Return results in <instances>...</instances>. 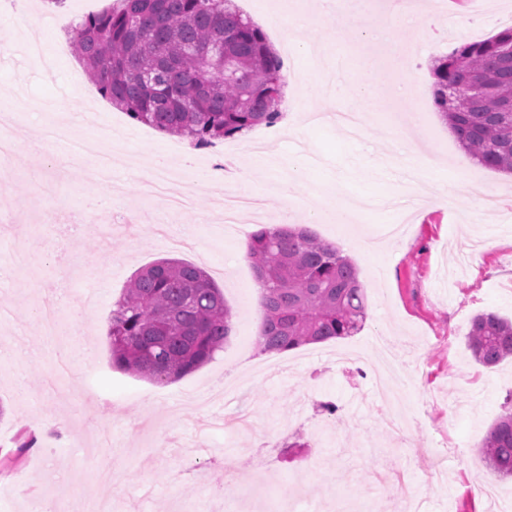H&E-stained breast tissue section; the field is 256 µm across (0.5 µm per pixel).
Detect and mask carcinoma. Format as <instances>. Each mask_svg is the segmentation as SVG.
Returning a JSON list of instances; mask_svg holds the SVG:
<instances>
[{
	"instance_id": "1",
	"label": "carcinoma",
	"mask_w": 512,
	"mask_h": 512,
	"mask_svg": "<svg viewBox=\"0 0 512 512\" xmlns=\"http://www.w3.org/2000/svg\"><path fill=\"white\" fill-rule=\"evenodd\" d=\"M72 49L112 105L137 122L199 145L281 117L284 77L263 31L234 0H115L74 29ZM235 68L225 77L221 62ZM438 110L480 165L512 173V27L464 41L433 65ZM248 258L262 291V351L284 352L351 336L366 319L355 265L306 227L262 228ZM232 314L200 267L160 259L139 270L115 303L108 328L112 365L174 381L224 348ZM475 361L512 357V320L475 316L467 334ZM486 466L512 478V405L480 448Z\"/></svg>"
}]
</instances>
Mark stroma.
Listing matches in <instances>:
<instances>
[{"mask_svg": "<svg viewBox=\"0 0 512 512\" xmlns=\"http://www.w3.org/2000/svg\"><path fill=\"white\" fill-rule=\"evenodd\" d=\"M420 0L401 18L394 0H367L356 29L386 28V45L404 58L388 74L398 92V121L381 122L376 98L358 88L374 86L376 72L349 69L342 77L355 91L334 98L323 93L315 53L388 58L384 45L337 37L332 26L296 31L293 39L307 68L291 83L285 113L355 112L359 133L334 123L293 130L279 121L274 138L258 126L224 140L232 175L229 187L262 201L259 216L225 235L213 209V193L196 195L191 208L172 212L163 199L146 196L143 185L154 157L167 156L174 183L205 156L187 138L155 131L131 120L108 101L89 112L95 85L73 86L71 71L83 65L73 51L56 55L53 71L25 58L22 30L40 39L56 31L60 14L84 11V0L64 8L45 0H18L0 13V127L9 129L24 166L0 160V199L11 216L0 222V457L13 451L17 432L31 427L36 445L0 472V512H93L101 494L111 512H248L247 490L238 474L258 471L255 450L267 435L287 441L300 434L302 447L279 450L271 465L280 490L303 474L304 501L322 512H393L383 478L407 471L425 499L426 512H490L479 488L487 477L479 454L483 438L512 394V360L486 369L467 346L471 321L481 312L512 316V178L482 167L450 136L432 97L431 67L448 54V18L459 39H486L512 19V0H447L435 10ZM458 39V40H459ZM60 121L77 127L84 150L76 165L58 169L49 159L27 157L28 134ZM111 125L137 168L116 169L121 195L113 209L129 223L88 224L66 253L57 247V226L87 207L92 195L106 196L108 184L87 183L83 172L99 141L95 129ZM303 178L288 196L279 187L289 165ZM416 165L428 189H442L448 204L420 209L410 224L401 211L381 207L355 213L350 223L334 217L310 223L308 208L322 185L340 200L392 199L404 187L401 170ZM247 171L249 180L237 179ZM498 198L484 208L479 189ZM109 196V195H108ZM402 224L398 237L385 229ZM276 224L309 226L325 241L343 240V255L358 269L367 297V317L354 335L280 352L260 351L258 330L246 302L257 285L245 253L254 232ZM160 258L194 263L222 288L232 312L231 332L214 359L172 382H156L113 368L107 337L112 309L132 275ZM104 288L81 320H74L84 288ZM57 301L63 332L47 337L37 318L46 301ZM404 357L413 379L403 394L408 408L404 440L388 441L381 415L385 404L373 390L378 338ZM332 403L336 415L322 413ZM449 440L448 480L434 472L435 445ZM323 464L308 469L311 447ZM121 478L100 488L101 470Z\"/></svg>", "mask_w": 512, "mask_h": 512, "instance_id": "35a3bbf8", "label": "stroma"}]
</instances>
